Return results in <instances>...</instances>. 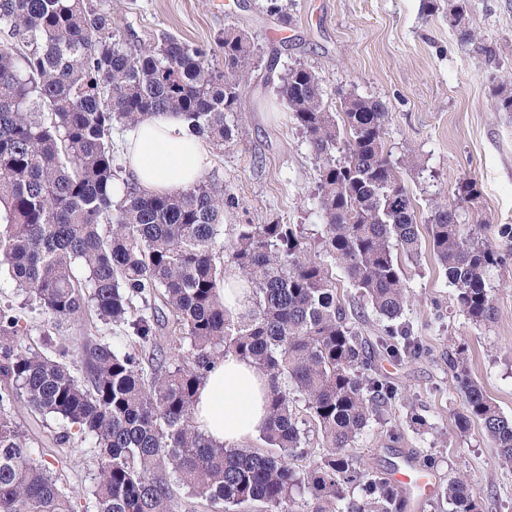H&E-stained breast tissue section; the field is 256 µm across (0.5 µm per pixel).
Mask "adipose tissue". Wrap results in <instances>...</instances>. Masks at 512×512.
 Wrapping results in <instances>:
<instances>
[{
	"label": "adipose tissue",
	"instance_id": "ef3b65f1",
	"mask_svg": "<svg viewBox=\"0 0 512 512\" xmlns=\"http://www.w3.org/2000/svg\"><path fill=\"white\" fill-rule=\"evenodd\" d=\"M126 158L139 191L170 194L203 178L210 149L172 116L140 123L126 144ZM268 393L266 377L251 361L227 355L197 389L195 422L213 443L240 444L262 433Z\"/></svg>",
	"mask_w": 512,
	"mask_h": 512
}]
</instances>
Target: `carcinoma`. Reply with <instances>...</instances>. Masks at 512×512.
<instances>
[{
	"label": "carcinoma",
	"mask_w": 512,
	"mask_h": 512,
	"mask_svg": "<svg viewBox=\"0 0 512 512\" xmlns=\"http://www.w3.org/2000/svg\"><path fill=\"white\" fill-rule=\"evenodd\" d=\"M448 25L473 42L465 0L448 5ZM0 272L48 317L47 351L35 348L10 307L0 308V512H73L70 495L35 456L21 417L63 424L95 445L90 503L94 512H179L178 491L210 512H400L386 474L361 467L357 436L396 399L374 367L337 297L323 260L310 255L294 224H238L224 243V206L234 197L210 181L167 195L127 185L112 200V131L178 116L217 147L232 139L233 111L254 44L230 30L211 50L171 36L140 52L127 49L112 18L88 0H0ZM278 93L319 162L317 204L322 249L386 325L375 347L393 359L421 353L401 321L407 294L398 256L417 259L415 207L385 153L388 112L347 97L334 115L320 79L299 65ZM471 202L477 182H458ZM487 224H460L435 203L429 246L455 289L459 309L481 325L494 308L486 285L506 255L488 240ZM250 288L245 317L224 310L227 268ZM129 327L128 350L96 336L56 341L49 329L85 317ZM188 346L173 362L165 345ZM227 354L250 360L269 381L263 441L279 454L217 445L194 423L197 387ZM80 359L83 376L70 370ZM464 401L459 433L480 424L512 464V418L502 414L469 373L448 358ZM326 448L307 470L289 459L308 454V431L296 403ZM366 488L346 500L347 488ZM453 512H485L467 483L448 484ZM345 503L339 508V503Z\"/></svg>",
	"instance_id": "carcinoma-1"
}]
</instances>
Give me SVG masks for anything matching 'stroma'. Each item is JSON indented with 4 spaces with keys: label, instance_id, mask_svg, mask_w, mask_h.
<instances>
[{
    "label": "stroma",
    "instance_id": "obj_1",
    "mask_svg": "<svg viewBox=\"0 0 512 512\" xmlns=\"http://www.w3.org/2000/svg\"><path fill=\"white\" fill-rule=\"evenodd\" d=\"M449 0H89L108 12L127 47L142 50L169 33L191 46H215L233 29L254 42L256 57L224 121L233 138L213 150L205 177L234 196L224 209V237L239 224L297 225L311 253L324 233L317 206L318 164L277 95L279 79L302 64L321 80L329 111L349 95L381 103L389 113L384 142L414 204L421 239L431 203L451 198L457 181L478 184L461 204L459 221L512 225V112L495 108L512 94V0H468L477 41L461 42L448 27ZM409 305L403 320L425 348L416 358L380 356L376 367L398 389L382 418L371 421L354 452L363 468L392 472L414 458L430 464L441 484L467 480L487 512H512V466L482 435L479 424L459 434L463 399L448 356L464 349L472 378L512 417V257L488 277L493 320L473 325L430 249L402 260ZM330 272L355 328L374 339L384 326L338 267ZM424 425L413 424L411 413ZM23 424L33 448L60 459V482L75 512H86L94 471L93 442L49 439L56 421Z\"/></svg>",
    "mask_w": 512,
    "mask_h": 512
}]
</instances>
